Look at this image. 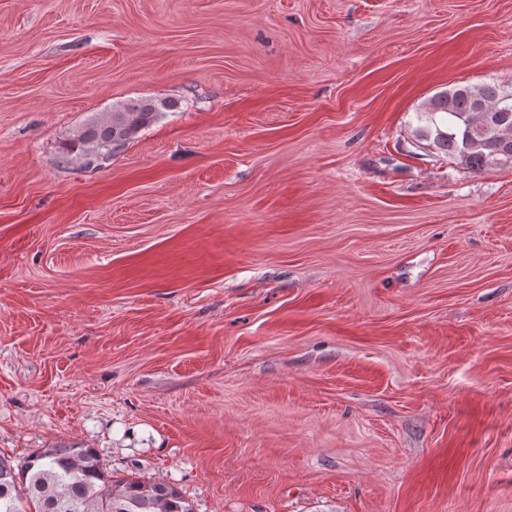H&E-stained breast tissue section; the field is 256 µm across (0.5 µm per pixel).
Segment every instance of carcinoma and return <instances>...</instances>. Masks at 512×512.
<instances>
[{
  "mask_svg": "<svg viewBox=\"0 0 512 512\" xmlns=\"http://www.w3.org/2000/svg\"><path fill=\"white\" fill-rule=\"evenodd\" d=\"M495 83L456 85L416 112V137L474 172L512 166V112H497ZM176 106L143 98L89 120L63 145V161L100 168L142 129ZM0 512H194L170 484L105 474L97 451L58 444L13 465L0 456Z\"/></svg>",
  "mask_w": 512,
  "mask_h": 512,
  "instance_id": "1",
  "label": "carcinoma"
}]
</instances>
